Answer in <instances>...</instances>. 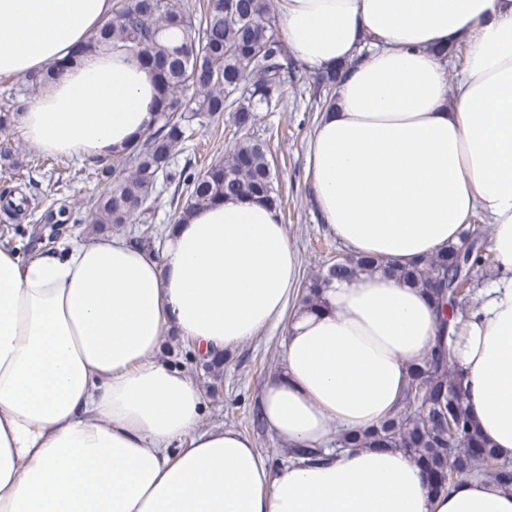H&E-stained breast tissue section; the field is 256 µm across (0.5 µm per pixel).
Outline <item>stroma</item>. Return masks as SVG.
I'll list each match as a JSON object with an SVG mask.
<instances>
[{"mask_svg": "<svg viewBox=\"0 0 512 512\" xmlns=\"http://www.w3.org/2000/svg\"><path fill=\"white\" fill-rule=\"evenodd\" d=\"M310 74L298 70L288 88L287 109L257 112L250 128L252 137L263 142L274 160V184L282 198L280 214L288 239L300 260V277L308 279L325 268L330 257L345 253L318 215L307 174L308 139L320 114L308 100ZM242 132L231 118L223 117L198 128L196 134L175 156L176 166L196 158L199 166L225 158ZM0 189L23 187L21 172L34 168L38 194L44 203L65 200L76 210L105 189L92 172L89 161L72 157L61 159L42 154L26 142L19 128L0 131ZM282 331L273 329L237 346L226 349L219 367L207 366L204 357L191 352L188 340L164 338L159 357L180 367L196 382L204 395L202 422L207 426L233 428L249 436L260 453L284 452V444L268 429H256L248 423L257 411L263 384L282 364Z\"/></svg>", "mask_w": 512, "mask_h": 512, "instance_id": "obj_1", "label": "stroma"}]
</instances>
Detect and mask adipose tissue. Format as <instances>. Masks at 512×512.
Instances as JSON below:
<instances>
[{"mask_svg":"<svg viewBox=\"0 0 512 512\" xmlns=\"http://www.w3.org/2000/svg\"><path fill=\"white\" fill-rule=\"evenodd\" d=\"M112 0H0V76L69 57ZM310 74L344 66L307 144L317 210L355 255L411 264L492 226L494 279L452 343L479 434L512 460V0H283ZM468 46L449 87L437 51ZM157 77L108 50L71 67L19 116L46 155L90 159L154 124ZM300 274L274 205L194 207L161 251L102 234L21 255L0 247V512H512L474 477L441 493L396 448H346L395 410L430 351L428 294L389 274L334 281L290 309ZM285 326L260 417L317 457L271 465L253 441L202 423L200 387L160 361L173 332L219 355Z\"/></svg>","mask_w":512,"mask_h":512,"instance_id":"obj_1","label":"adipose tissue"}]
</instances>
